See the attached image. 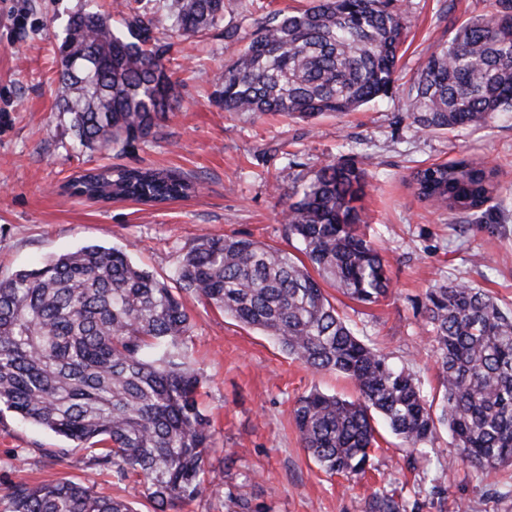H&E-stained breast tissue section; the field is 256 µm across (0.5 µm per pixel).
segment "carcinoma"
Listing matches in <instances>:
<instances>
[{
	"label": "carcinoma",
	"instance_id": "carcinoma-1",
	"mask_svg": "<svg viewBox=\"0 0 512 512\" xmlns=\"http://www.w3.org/2000/svg\"><path fill=\"white\" fill-rule=\"evenodd\" d=\"M152 0H133L116 21L94 0L71 14L59 47L57 104L78 145L121 151L154 134L177 96L168 48L154 35ZM170 35L202 37L224 21L225 0H164ZM407 34L399 0H309L272 9L212 98L226 112H282L312 120L358 109L398 79ZM405 112L433 133L482 128L512 112V0L435 43L409 84ZM419 198L448 214L481 211L498 193L496 171L462 158L417 170ZM364 171L323 165L289 204L299 258L248 237L201 238L178 267L181 290L273 337L291 358L355 384L346 399L314 390L294 409L301 444L329 474L362 476L377 444L379 415L405 447L419 450L446 423L449 463L512 466V310L457 282L425 292L422 313L442 374L428 397L411 373L359 339L321 283L364 305L390 293L388 264L367 234ZM196 185L179 173L85 170L64 191L94 202L185 199ZM191 316L169 286L115 247L85 244L0 281V416L41 426L86 451L87 463L142 485L154 512H169L222 485L207 467L210 421L202 378L181 346ZM439 400L440 414L433 411ZM8 512H135L130 502L80 482L10 485ZM369 512H402L391 496Z\"/></svg>",
	"mask_w": 512,
	"mask_h": 512
}]
</instances>
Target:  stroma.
Wrapping results in <instances>:
<instances>
[{"instance_id": "35a3bbf8", "label": "stroma", "mask_w": 512, "mask_h": 512, "mask_svg": "<svg viewBox=\"0 0 512 512\" xmlns=\"http://www.w3.org/2000/svg\"><path fill=\"white\" fill-rule=\"evenodd\" d=\"M410 3L399 79L387 96L357 111L307 121L221 110L211 101L214 80L241 45L226 42L219 28L203 49L193 38L169 39V57L180 66L174 112L146 141L99 154L76 148L70 116L55 106L58 35L82 0H0V280L87 243L127 249L171 287L187 247L203 237L236 235L293 249L283 220L293 191L324 164L349 163L366 172V220L382 232L376 245L389 262L392 290L372 305L334 290L330 299L361 340L408 366L424 391L435 393L439 372L421 310L426 289L463 281L512 309V112L475 132L426 133L412 123L404 96L429 47L447 37L449 17L461 22L485 13L488 0ZM463 157L494 166L499 192L487 212L451 217L417 196L410 174ZM106 164L174 170L200 190L157 206L61 192L72 176ZM184 302L193 324L184 342L205 379L209 462L224 479L219 490L174 512H233L231 491L262 512H367L375 492L407 512H512V495H491L512 482V467L489 474L449 465L452 439L444 424L419 454L376 421L378 446L366 477L325 474L300 443L293 409L314 388L355 397L351 381L312 372L272 337L215 307L189 296ZM61 478L152 512L140 486L89 467L85 450L0 415V512L11 483Z\"/></svg>"}]
</instances>
